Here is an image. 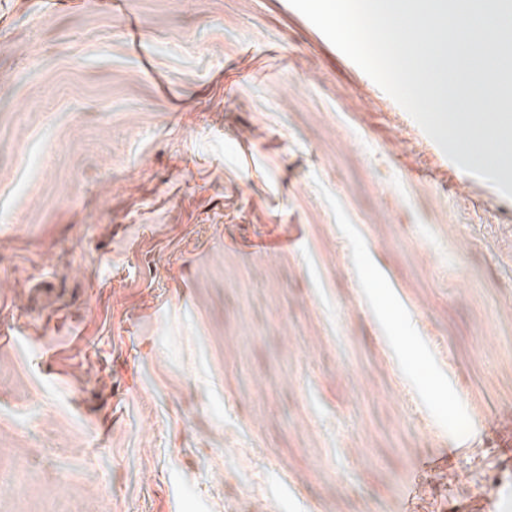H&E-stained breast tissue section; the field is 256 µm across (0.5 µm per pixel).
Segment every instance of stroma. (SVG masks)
<instances>
[{"instance_id":"35a3bbf8","label":"stroma","mask_w":512,"mask_h":512,"mask_svg":"<svg viewBox=\"0 0 512 512\" xmlns=\"http://www.w3.org/2000/svg\"><path fill=\"white\" fill-rule=\"evenodd\" d=\"M509 442L512 201L289 0H0V512H490ZM364 283L375 299L381 315L393 326L397 344L403 351L415 382L432 399H439L443 389L435 377L428 359L417 349L416 326L409 317L399 313L396 303L381 288L371 271L364 273Z\"/></svg>"}]
</instances>
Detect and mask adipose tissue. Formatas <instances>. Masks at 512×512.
I'll return each instance as SVG.
<instances>
[{"instance_id":"ef3b65f1","label":"adipose tissue","mask_w":512,"mask_h":512,"mask_svg":"<svg viewBox=\"0 0 512 512\" xmlns=\"http://www.w3.org/2000/svg\"><path fill=\"white\" fill-rule=\"evenodd\" d=\"M364 283L375 299L381 315L396 332L397 343L403 351L409 371L421 389L433 399L441 398L443 389L435 377L428 359L418 350L416 326L409 317L400 314L396 303L381 288L372 273H365Z\"/></svg>"}]
</instances>
